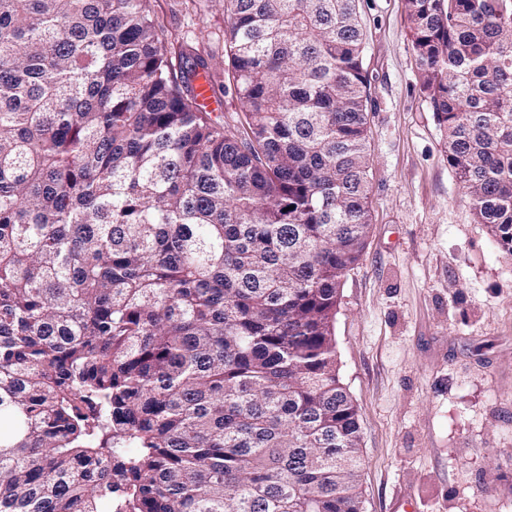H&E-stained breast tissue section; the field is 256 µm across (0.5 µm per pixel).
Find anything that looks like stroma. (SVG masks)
I'll list each match as a JSON object with an SVG mask.
<instances>
[{"label":"stroma","mask_w":512,"mask_h":512,"mask_svg":"<svg viewBox=\"0 0 512 512\" xmlns=\"http://www.w3.org/2000/svg\"><path fill=\"white\" fill-rule=\"evenodd\" d=\"M174 70L225 91L221 0H150ZM370 227L340 289V377L358 410L366 512H512V255L476 223L424 95L404 0H357ZM210 40L198 39L199 30Z\"/></svg>","instance_id":"stroma-1"}]
</instances>
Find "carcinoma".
Instances as JSON below:
<instances>
[{"label": "carcinoma", "instance_id": "carcinoma-1", "mask_svg": "<svg viewBox=\"0 0 512 512\" xmlns=\"http://www.w3.org/2000/svg\"><path fill=\"white\" fill-rule=\"evenodd\" d=\"M245 122L150 0H0V512H365L340 287L369 230L356 0H223ZM512 253V0H405Z\"/></svg>", "mask_w": 512, "mask_h": 512}]
</instances>
